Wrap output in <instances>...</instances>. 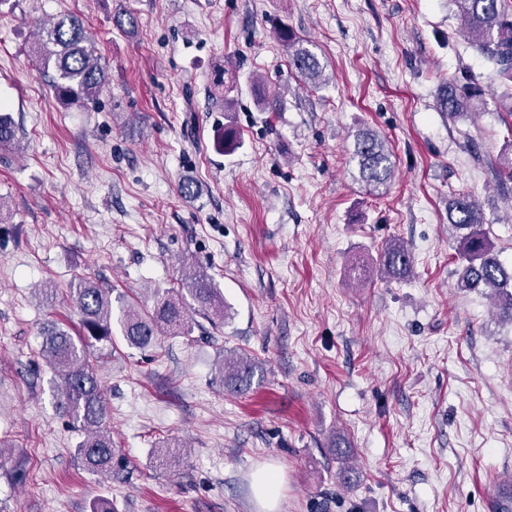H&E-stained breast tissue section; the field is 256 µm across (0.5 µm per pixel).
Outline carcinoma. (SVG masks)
Segmentation results:
<instances>
[{
  "label": "carcinoma",
  "mask_w": 512,
  "mask_h": 512,
  "mask_svg": "<svg viewBox=\"0 0 512 512\" xmlns=\"http://www.w3.org/2000/svg\"><path fill=\"white\" fill-rule=\"evenodd\" d=\"M468 41L495 68L501 88L499 120L507 130L508 147L512 149V0H454ZM38 52L45 65L52 66V85L62 100H90L105 87L104 70L95 50L86 45L81 21L70 14L39 24ZM279 41L288 53L291 69L305 83L318 87L327 81L325 65L305 47L291 29L279 31ZM483 90L471 75L463 80H450L437 95V108L450 119L470 115L481 100ZM20 143L12 117L0 113V150L9 151ZM393 152L386 138L370 128H361L354 139L350 162L354 178L373 194L387 189L394 174ZM501 189L512 184V155L504 156L494 170ZM486 220L480 204L468 194L448 199V225L457 232V287L472 290L488 288L498 296L504 317L512 323V269L500 260L495 246L483 229ZM381 258L387 272L395 279L406 278L412 256L401 241L389 242ZM186 292L193 301L188 306L182 293L172 288H157L153 303L144 307L127 295H112V290L79 278L70 289V297L80 316V333L74 337L56 325L43 333L42 357L54 372L56 382L53 399L56 408L69 417L82 431L74 455L87 471L110 477L119 449L107 430V405L87 349L99 343H112L113 304H118L116 317L125 343L140 350L156 345L165 335L188 337L192 333L189 310L215 324L224 323V296L210 278L193 272L184 278ZM259 367L255 358L246 354L226 356L219 364L218 377L224 391L243 395L250 390Z\"/></svg>",
  "instance_id": "1"
}]
</instances>
